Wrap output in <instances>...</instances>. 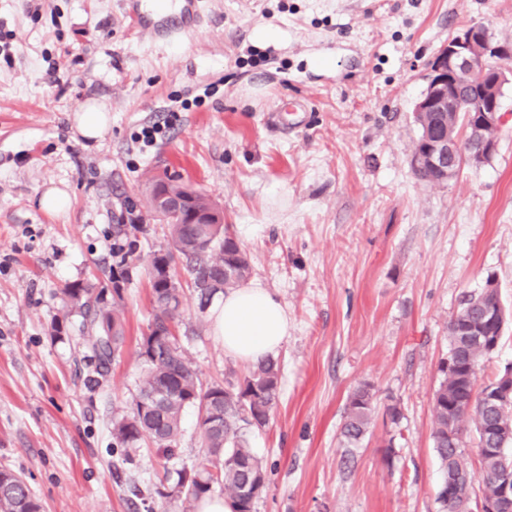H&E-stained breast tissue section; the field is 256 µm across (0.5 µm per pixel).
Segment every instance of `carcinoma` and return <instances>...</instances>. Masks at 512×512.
<instances>
[{
  "mask_svg": "<svg viewBox=\"0 0 512 512\" xmlns=\"http://www.w3.org/2000/svg\"><path fill=\"white\" fill-rule=\"evenodd\" d=\"M414 121L420 129L436 122L450 137L460 136L464 126L459 112H427ZM160 182L169 194L187 200L192 212L216 210L206 195L179 180H155ZM165 221L170 241L148 259L154 316L139 342L143 374L131 411L112 422V448L126 451L149 439L168 457L177 445L184 414L193 409L199 414L205 462L197 469L177 471L176 479L156 494L164 499L178 498L190 507L217 485L230 498L233 512H253L255 501L266 487L267 472L248 446L247 431L261 430L269 424L278 402L280 368L268 359L235 384L203 386L176 335L175 322L184 292L174 273L176 262H181L203 308L211 299V291L201 284L222 276L226 290L243 286L252 273L250 258L224 223L194 224L187 214ZM140 234H146L142 224L112 225L109 283L130 281L126 265L142 260L138 254ZM62 301L81 317L80 339L96 364L97 374H108L125 340L124 289L71 284L62 289ZM490 306L509 313L499 294L483 289L470 294L448 323L449 354L459 360L460 369L445 372L432 398L434 452L444 476L437 501L443 512H467L477 481L482 484V496L497 495L505 473L496 451L501 442L484 435L495 426L512 423V405L488 403L481 398L494 386L490 382L477 387L482 363L492 351L464 333L469 325L483 321ZM375 402V393L367 384L349 395L341 427L347 446L361 442L372 422ZM469 423L477 436L478 473L471 469L465 452ZM0 512H42V505L22 476L8 468H0Z\"/></svg>",
  "mask_w": 512,
  "mask_h": 512,
  "instance_id": "cac0c4a2",
  "label": "carcinoma"
}]
</instances>
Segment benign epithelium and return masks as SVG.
<instances>
[{"mask_svg": "<svg viewBox=\"0 0 512 512\" xmlns=\"http://www.w3.org/2000/svg\"><path fill=\"white\" fill-rule=\"evenodd\" d=\"M474 32L462 29L448 40L431 64L429 88L415 105L417 112H446L454 108L466 113L468 127L478 126L492 133L481 150L465 155L461 152L458 140L450 141L446 135L427 134L423 140L422 160L429 166L445 173L457 174L458 163L478 166L492 157L498 148V133L504 123L501 110L499 87L508 79L512 70L503 65V58L512 52L491 41H486L485 57L493 62L488 83L475 88L468 98L462 99L453 94L458 81L476 69L478 58L474 55ZM512 501V484L502 485L498 500L481 501L478 512H500L504 501Z\"/></svg>", "mask_w": 512, "mask_h": 512, "instance_id": "benign-epithelium-1", "label": "benign epithelium"}]
</instances>
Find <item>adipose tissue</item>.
I'll return each mask as SVG.
<instances>
[{
	"instance_id": "adipose-tissue-1",
	"label": "adipose tissue",
	"mask_w": 512,
	"mask_h": 512,
	"mask_svg": "<svg viewBox=\"0 0 512 512\" xmlns=\"http://www.w3.org/2000/svg\"><path fill=\"white\" fill-rule=\"evenodd\" d=\"M214 335L227 356L257 364L275 357L288 335V313L277 297L254 284L233 289L212 308Z\"/></svg>"
}]
</instances>
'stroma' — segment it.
Returning <instances> with one entry per match:
<instances>
[{"label": "stroma", "mask_w": 512, "mask_h": 512, "mask_svg": "<svg viewBox=\"0 0 512 512\" xmlns=\"http://www.w3.org/2000/svg\"><path fill=\"white\" fill-rule=\"evenodd\" d=\"M202 13L170 44L123 0H0V466L43 512H182L155 490L203 461L195 411L171 456L112 447L142 375L145 270L125 287L126 341L105 378L61 301L70 283L106 281L121 201L149 226L142 252L166 243L149 185L167 175L217 202L251 283L288 312L279 401L248 436L273 468L254 512H441L432 397L448 323L489 281L512 310V83L493 158L442 186L412 170L413 110L461 28L512 49V0H202ZM288 100L304 111L279 110ZM90 101L112 120L88 141L73 116ZM52 185L64 211L39 205ZM185 296L177 331L203 385L247 374ZM365 383L377 408L351 450L340 428Z\"/></svg>", "instance_id": "obj_1"}]
</instances>
